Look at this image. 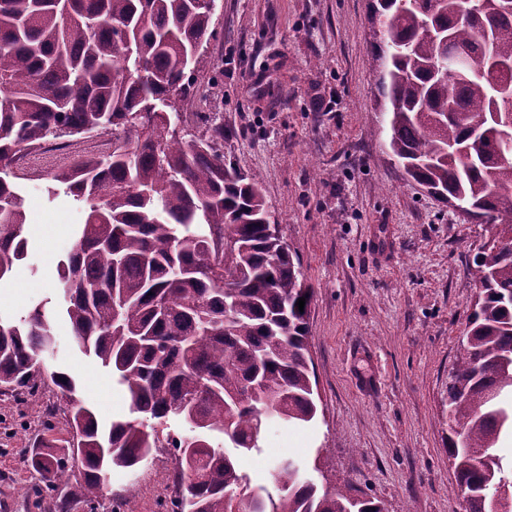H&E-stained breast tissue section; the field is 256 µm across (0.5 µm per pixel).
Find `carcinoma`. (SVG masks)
I'll return each mask as SVG.
<instances>
[{
	"label": "carcinoma",
	"instance_id": "1",
	"mask_svg": "<svg viewBox=\"0 0 512 512\" xmlns=\"http://www.w3.org/2000/svg\"><path fill=\"white\" fill-rule=\"evenodd\" d=\"M371 0L376 60L390 103V152L414 181L465 206L495 234L469 266L477 293L462 353L448 374V460L463 512H490L489 492L512 468L496 453L512 430V0ZM201 0H0V165L49 139L112 135L106 154L81 153L50 181L87 216L60 275L70 333L112 368L142 417L103 430L74 381L50 380L70 408L72 442L45 439L34 488L55 512L91 504L114 469L171 448L174 512H382L351 490L320 488L280 461L273 487H252L240 459L262 453L270 404L307 424L318 414L308 348L313 289L284 245L251 178L224 162V127L181 125L200 48L214 36ZM469 63L450 80L451 49ZM27 213L0 177V282L25 258ZM305 298L304 311L296 302ZM53 344L41 305L0 321V387L35 403L45 378L25 365ZM174 416L186 435L160 438L149 420Z\"/></svg>",
	"mask_w": 512,
	"mask_h": 512
}]
</instances>
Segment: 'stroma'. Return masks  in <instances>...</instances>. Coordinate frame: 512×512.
Segmentation results:
<instances>
[{"mask_svg":"<svg viewBox=\"0 0 512 512\" xmlns=\"http://www.w3.org/2000/svg\"><path fill=\"white\" fill-rule=\"evenodd\" d=\"M216 36L194 72L186 125L224 126V160L259 183L280 233L314 290L310 353L319 393L314 422L268 420L264 452L242 458L253 485L284 458L307 463L329 489L352 487L384 512H461L448 464V372L465 333L475 286L468 265L488 227L405 179L389 150L375 62L370 0H216ZM24 197L26 257L0 283V315L20 318L59 303L58 263L86 207L49 197L38 167L0 169ZM41 356L71 376L102 425L130 419L124 391L74 342L64 320ZM66 403L45 385L38 405L0 394V512H49L33 494L30 455L43 436L39 408ZM321 469H313V462ZM178 487L172 449L112 472L94 505L71 512H171Z\"/></svg>","mask_w":512,"mask_h":512,"instance_id":"stroma-1","label":"stroma"}]
</instances>
